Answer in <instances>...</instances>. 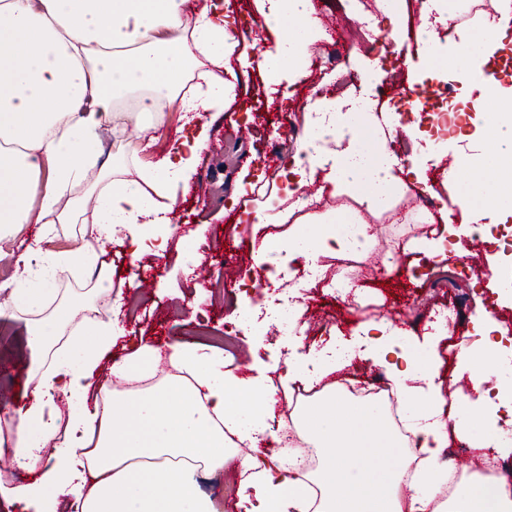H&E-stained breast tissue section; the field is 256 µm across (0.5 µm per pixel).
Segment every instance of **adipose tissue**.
Here are the masks:
<instances>
[{
    "label": "adipose tissue",
    "instance_id": "ef3b65f1",
    "mask_svg": "<svg viewBox=\"0 0 512 512\" xmlns=\"http://www.w3.org/2000/svg\"><path fill=\"white\" fill-rule=\"evenodd\" d=\"M228 0H0V232L15 224H41L49 214L82 225L100 243L123 233L133 260L149 252V231L175 221L177 192L187 188L209 134L202 113L220 112L232 89L221 76L224 60L241 41ZM262 28L277 32L259 64L270 75L304 67L305 48L319 36L311 0H263ZM512 29V0H497L485 15L480 39L469 40L475 61L471 84L485 93V139L490 154L512 152V122L500 108L512 105V86L487 81L483 61L495 56ZM333 105L313 106L304 138L286 178L290 210L318 171L337 192H356L363 211L326 216L313 230L285 241L263 240L272 254L304 256L315 273L323 258L364 252L370 241L363 212L387 210L408 184L430 192L419 168L398 176L383 128L373 110L325 121ZM179 135L166 155L144 164L169 113ZM134 125L138 143L101 160L97 144L108 126ZM460 227L497 223L512 212V187L485 165L471 198H459ZM100 255L79 251L49 259L14 296L10 309L24 323L35 357L29 406L8 411L16 432L12 465L28 482L0 480V497L23 512H216L199 480L235 462L239 504L245 512H512V478L475 477L447 492L440 456L450 439L496 454L503 433L500 398L512 380L498 379L501 358L487 343L480 358L459 351L462 370L494 376L477 401L447 400L438 367L398 351L385 324L365 329L367 355L385 371L386 386L404 407L405 428L392 426L378 400L350 397L326 376L351 365L348 346L292 355L279 379L251 364V376L225 369L222 356L191 339L168 352L152 343L115 361L110 380L95 383L101 362L120 332L118 320L93 318L96 296L112 291ZM75 267L97 271L84 293L59 292L58 275ZM179 373L156 380L160 357ZM313 393L295 408L296 435L312 445L315 470L284 464L264 444L283 428L276 409L295 386ZM107 397L88 408L91 391ZM78 401L60 419L58 400Z\"/></svg>",
    "mask_w": 512,
    "mask_h": 512
}]
</instances>
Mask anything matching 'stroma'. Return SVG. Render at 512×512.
<instances>
[{
  "instance_id": "1",
  "label": "stroma",
  "mask_w": 512,
  "mask_h": 512,
  "mask_svg": "<svg viewBox=\"0 0 512 512\" xmlns=\"http://www.w3.org/2000/svg\"><path fill=\"white\" fill-rule=\"evenodd\" d=\"M314 9L319 20L344 26L352 43L348 54L317 71L297 75L284 71L272 79L259 67L252 40L242 41L227 61L236 75L231 96L223 111L202 117L210 132L224 134L223 152H202L195 174L196 180L207 183L206 202L198 201L194 188L179 190L176 230L162 250L146 253L138 265H131L125 247L117 244L104 254L103 260L112 270V290L123 297L122 333L112 348L113 357L132 353L144 340L162 346L187 338L214 345L224 334L225 321L234 319L247 303L259 313L254 341L259 346L258 358L268 367H283L286 339L276 334L267 316L272 291L259 296L234 288L225 290L211 295L195 318H188L195 293L205 290L204 277L220 281L228 273L237 280L264 274L255 242L266 236L284 240L299 227H312L315 216L358 208L355 192L339 195L325 183L319 194L321 204L311 215H286L277 224L252 221L269 197L284 192L282 172L300 145L303 114L310 104L345 91L354 97L372 98L378 111L389 112L409 87L416 91L420 106L431 107L436 101L428 92L432 81L451 80V73L431 72L426 48L414 33L402 28L387 44L381 71L363 81L360 58L366 49L360 43L362 18L369 11L382 18L383 0H316ZM389 148L398 156L413 152L437 195L422 203L412 187L395 196L394 207L407 215L403 223L392 222L382 213L365 214L366 223L373 227L368 250L329 259L325 279L302 290L298 298L310 325L303 345L311 347L333 334L358 335L362 322L386 320L395 309L411 322L409 328L395 329V343L410 342L412 353L419 358L434 355L447 376L457 364L459 340L478 330L473 321L476 306L490 312L499 331H506L512 318V294L498 292L494 283L500 268L497 252L481 247L474 237H463L466 261L443 276L429 269L423 248L426 241L438 237L444 220L455 225L461 220L457 188L446 180L442 157L464 151L482 154L483 139L474 125L437 143L413 129L411 136L396 135ZM35 244L54 255L98 246L95 239L77 238L70 224L50 225L42 239L31 225H14L0 236V305L10 299L12 289L25 287L24 254ZM135 273L149 278L150 288L139 289L131 279ZM339 278L350 281L360 293L361 310L339 302L335 288ZM251 344L243 341L222 348L225 363L242 370ZM31 366L22 322L0 317V391L13 407L28 402Z\"/></svg>"
}]
</instances>
